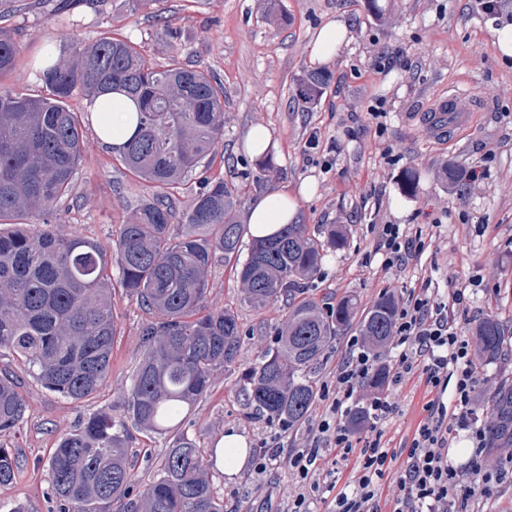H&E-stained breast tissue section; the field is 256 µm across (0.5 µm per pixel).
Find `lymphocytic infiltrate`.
I'll return each mask as SVG.
<instances>
[{"label": "lymphocytic infiltrate", "mask_w": 512, "mask_h": 512, "mask_svg": "<svg viewBox=\"0 0 512 512\" xmlns=\"http://www.w3.org/2000/svg\"><path fill=\"white\" fill-rule=\"evenodd\" d=\"M432 242L428 233L408 235L396 224L382 225L375 246L384 256L385 268L405 263ZM465 300L464 289H455L447 301H435L427 282L410 287L400 301L392 345L395 356L387 369L391 384L414 381L426 402L406 450L405 466L396 480L392 512H483L495 475L483 486H472L470 474L481 472L487 453L483 427L476 424L478 378L467 337L455 326V313ZM372 363L368 353H350L337 376L335 394H322L325 409L315 423L310 447L289 451L262 448L254 458L255 475L275 467H287L299 492L284 512H314L313 499L327 490L324 512H382L381 481L395 458L384 425L392 412L387 393L374 394L365 410L370 423L357 433L348 417L358 388L368 377ZM471 431L473 451L465 467L448 460V440L454 428ZM336 450L346 479L324 471L323 452Z\"/></svg>", "instance_id": "f902f5d3"}]
</instances>
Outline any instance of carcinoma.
Returning <instances> with one entry per match:
<instances>
[{
	"instance_id": "carcinoma-1",
	"label": "carcinoma",
	"mask_w": 512,
	"mask_h": 512,
	"mask_svg": "<svg viewBox=\"0 0 512 512\" xmlns=\"http://www.w3.org/2000/svg\"><path fill=\"white\" fill-rule=\"evenodd\" d=\"M19 53L13 34L0 28V225H16L0 231V349L12 351L34 379L64 398L78 402L97 393L111 367L117 278L152 315L141 327L143 351L127 389L129 418L144 431L171 437L157 478L130 499L128 423L93 415L64 434L48 457L47 495L56 512H224V497L210 478L216 448L204 451L185 421H175L240 349L232 310L202 313L216 254L232 265L251 307L288 304L276 346L241 376L238 393L253 411L290 428L314 404L326 348L354 324L371 345L386 346L396 301L384 296L360 314L352 296L326 312L304 297L326 249L344 244L334 228L321 240L304 224H286L274 237L252 240L240 261L246 225L233 211L242 195L206 175V161L224 139V87L204 70L175 60L155 64L134 42L105 34L68 60L45 48L42 92L31 96L4 86L20 70ZM324 82L310 75L300 93L313 101ZM108 91L135 105L136 128L118 147L119 158L146 192L116 237L101 243L59 235L49 218L70 195L82 160L81 113L68 100L80 94L89 109ZM197 169L199 191L180 213L175 192ZM175 223L182 226L176 235ZM505 332L493 315L476 325L483 360L500 356ZM489 402V447L511 448L512 385L498 387ZM25 407L13 378L1 374L0 433L23 421ZM17 469V456L0 445V486L12 483Z\"/></svg>"
}]
</instances>
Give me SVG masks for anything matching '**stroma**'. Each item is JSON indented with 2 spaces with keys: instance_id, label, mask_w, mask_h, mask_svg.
Wrapping results in <instances>:
<instances>
[{
  "instance_id": "stroma-1",
  "label": "stroma",
  "mask_w": 512,
  "mask_h": 512,
  "mask_svg": "<svg viewBox=\"0 0 512 512\" xmlns=\"http://www.w3.org/2000/svg\"><path fill=\"white\" fill-rule=\"evenodd\" d=\"M378 3L379 14L367 0H280L276 21L269 17L274 8L268 0H157L146 9L131 0L76 6L64 0H0V24L16 33L22 48L14 87L30 95L41 92L30 64L44 46L66 56L107 32L140 44L156 63L174 57L223 85L224 140L209 160V172L241 188L235 220L246 223L259 195L285 190L309 233L322 237L334 226L346 235L343 247L327 252L319 278L309 285L308 295L320 307L352 295L366 310L383 296L402 298L406 287L424 277L439 302L465 288L468 300L456 315L464 336H472L489 314L512 330V54L502 53L493 36L508 22L483 13L476 0ZM332 18L348 26L347 41L332 61L312 64L311 40ZM168 25L180 29L179 40L167 39ZM315 71L328 83L310 102L299 89ZM450 93L457 96V111L470 114L471 121L448 142L433 138L424 114ZM372 106L381 109V117L369 115ZM256 125L265 126L274 143L265 171L245 145ZM450 163L463 171L483 167L486 176L448 188L442 171ZM410 170L417 180L407 192L402 179ZM143 193L93 122H86L72 194L58 205L51 224L62 234L108 241ZM381 224H398L411 234L432 224L436 238L413 260L386 270L374 251ZM205 305L235 312L241 345L235 363L214 371L207 393L188 414L190 433L205 448L231 430L243 434L253 451L306 447L314 417L291 428L269 421L247 408L236 390L241 374L274 344L288 317L284 303L261 310L246 304L241 283L219 254L208 272ZM112 311L111 369L95 397L62 398L37 383L16 356L0 350V371L14 374L26 401L19 428L0 434V443L19 458L13 483L0 487L1 506L53 512L44 463L59 438L101 412L126 416L146 314L119 287L112 290ZM477 372V412L484 423L490 394L512 382V333L501 358L478 364ZM388 394L394 412L385 430L397 443L422 418V393L406 382ZM132 435L136 495L156 477L170 440L137 429ZM511 453L492 448L485 456L484 471L504 474L487 512H512V470L505 468ZM214 484L225 512H282L298 491L282 467L259 481L247 468L231 477L219 471Z\"/></svg>"
}]
</instances>
